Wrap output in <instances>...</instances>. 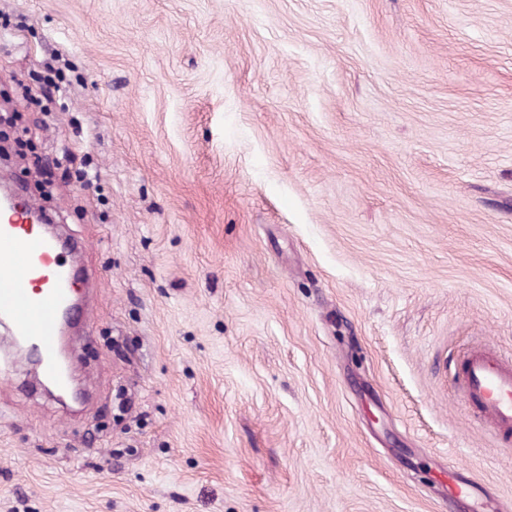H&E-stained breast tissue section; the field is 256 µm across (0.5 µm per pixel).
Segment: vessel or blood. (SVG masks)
I'll use <instances>...</instances> for the list:
<instances>
[{"instance_id": "1", "label": "vessel or blood", "mask_w": 512, "mask_h": 512, "mask_svg": "<svg viewBox=\"0 0 512 512\" xmlns=\"http://www.w3.org/2000/svg\"><path fill=\"white\" fill-rule=\"evenodd\" d=\"M69 248L28 224L21 212L0 216V318L16 339L33 340L41 352L44 374H59V332L64 310L73 308L77 277L63 260ZM455 390L487 424L497 447L512 445V362L487 349H477L453 376ZM448 500H478L482 485L448 475Z\"/></svg>"}]
</instances>
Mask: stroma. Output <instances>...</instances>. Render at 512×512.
Masks as SVG:
<instances>
[{"mask_svg":"<svg viewBox=\"0 0 512 512\" xmlns=\"http://www.w3.org/2000/svg\"><path fill=\"white\" fill-rule=\"evenodd\" d=\"M0 96L90 305L81 406L0 350V512L512 501L451 385L512 353V0H0ZM484 487L474 479L457 477L453 471H448V502L462 500H478L484 495Z\"/></svg>","mask_w":512,"mask_h":512,"instance_id":"35a3bbf8","label":"stroma"}]
</instances>
